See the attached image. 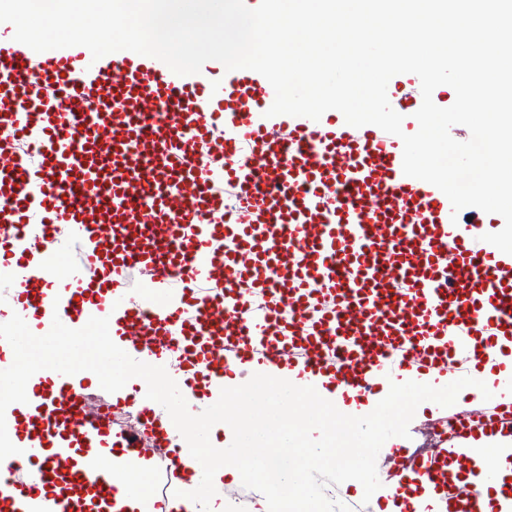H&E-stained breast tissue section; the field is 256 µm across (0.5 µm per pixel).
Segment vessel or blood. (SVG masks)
Instances as JSON below:
<instances>
[{"mask_svg":"<svg viewBox=\"0 0 512 512\" xmlns=\"http://www.w3.org/2000/svg\"><path fill=\"white\" fill-rule=\"evenodd\" d=\"M274 89L206 62L179 76L122 50L41 53L0 22V323L49 331L105 317L133 359L165 367L192 413L255 372L373 410L391 383L474 387L382 446L381 494L337 485L351 512H485L512 500V255L502 217L452 223L403 143L341 112L268 116ZM77 247L75 270L56 259ZM93 374H37L6 411L0 512H116L114 475L147 470L141 512H188L195 470L143 380L91 394Z\"/></svg>","mask_w":512,"mask_h":512,"instance_id":"obj_1","label":"vessel or blood"}]
</instances>
